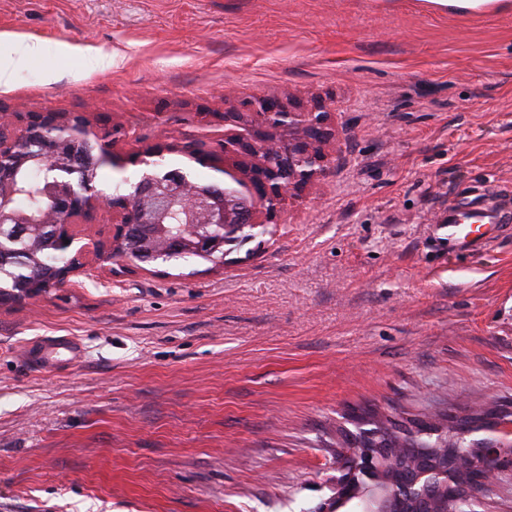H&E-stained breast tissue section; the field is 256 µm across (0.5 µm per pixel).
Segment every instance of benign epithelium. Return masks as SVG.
<instances>
[{
    "label": "benign epithelium",
    "instance_id": "1",
    "mask_svg": "<svg viewBox=\"0 0 512 512\" xmlns=\"http://www.w3.org/2000/svg\"><path fill=\"white\" fill-rule=\"evenodd\" d=\"M235 127L221 144L224 164L202 148L186 153L209 165L231 182L215 190L190 180L188 171L168 167L145 174L130 196H111L74 182L88 168L127 164L150 167L173 151L157 144L142 153L119 157L112 151L115 132L97 131L82 117L48 112L31 116L25 128L12 132L0 121V224H56L66 236L80 238L79 227L108 208L115 225L130 239L136 257H154L161 248L154 227L176 222L192 228L191 247L208 244L218 250L242 230L271 224L301 192L326 174L322 145L334 137L325 106H291L279 99L257 98L242 112L224 113ZM38 161L58 169L57 180L44 188L50 205L41 216H29L12 204L17 166ZM265 221L256 220V214ZM210 224L224 225L225 238L213 241L204 233ZM494 436L472 441L469 448H407L403 439L390 448L336 449L342 475L335 496L320 512H448V499L474 507L498 476L512 472V422L491 428Z\"/></svg>",
    "mask_w": 512,
    "mask_h": 512
}]
</instances>
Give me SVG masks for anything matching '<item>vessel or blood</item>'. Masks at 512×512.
<instances>
[{"label":"vessel or blood","mask_w":512,"mask_h":512,"mask_svg":"<svg viewBox=\"0 0 512 512\" xmlns=\"http://www.w3.org/2000/svg\"><path fill=\"white\" fill-rule=\"evenodd\" d=\"M506 218V211L498 204L477 196L468 199L463 206L446 211L442 222L448 228L449 239L468 248L490 239L494 229ZM79 353V345L62 336L36 341L24 349L29 362L46 371L55 368L59 360L76 359Z\"/></svg>","instance_id":"obj_1"}]
</instances>
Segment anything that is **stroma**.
Masks as SVG:
<instances>
[{"instance_id": "35a3bbf8", "label": "stroma", "mask_w": 512, "mask_h": 512, "mask_svg": "<svg viewBox=\"0 0 512 512\" xmlns=\"http://www.w3.org/2000/svg\"><path fill=\"white\" fill-rule=\"evenodd\" d=\"M0 35L40 45L0 87L17 129L56 112L121 128L122 156L216 153L225 113L276 97L335 130L308 205L223 264L89 254L0 305V512H319L362 411H512V222L475 252L439 223L474 193L512 209V9L0 0ZM46 336L83 357L34 371Z\"/></svg>"}]
</instances>
